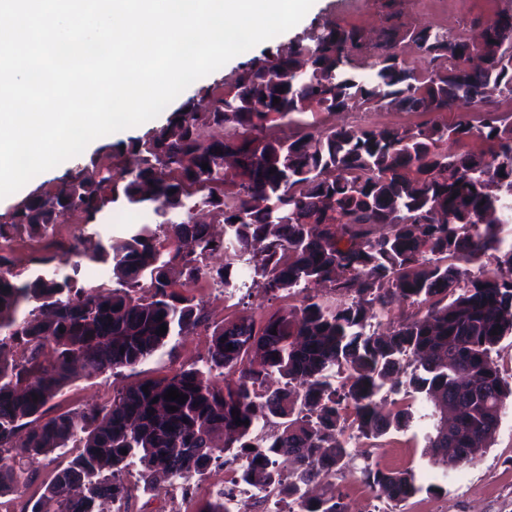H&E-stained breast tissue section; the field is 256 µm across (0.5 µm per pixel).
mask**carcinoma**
I'll list each match as a JSON object with an SVG mask.
<instances>
[{
	"label": "carcinoma",
	"mask_w": 512,
	"mask_h": 512,
	"mask_svg": "<svg viewBox=\"0 0 512 512\" xmlns=\"http://www.w3.org/2000/svg\"><path fill=\"white\" fill-rule=\"evenodd\" d=\"M404 41L429 68L410 67L397 51ZM377 49L369 53L361 30L332 22L307 43L264 51L207 91L210 111L185 101L131 140L123 164L95 154L0 223V240L39 241L66 210L89 221L111 205L159 217L124 237L54 244L33 258L53 267L50 276L24 278L0 253V497L23 492L38 457L73 447L22 512H100L104 499L128 512L130 469L150 487L217 461L261 501L277 489L298 512H346L340 494L315 498L309 486L353 461L337 439L347 428L378 440L407 424L402 407L381 412L383 392L432 404L433 464L470 462L489 447L512 396L492 358L512 336V246L501 237L512 224V114L490 112L475 125L459 107L512 96V13L487 20L478 43L393 23ZM357 106L458 117L403 129L326 123ZM279 125L294 134L278 136ZM226 126L234 133H218ZM199 203L223 233L196 220ZM216 252L225 262L212 267ZM485 258L496 261L491 273L461 266ZM87 264L109 267V281L80 283ZM312 282L341 300L305 296L260 322L228 320L213 327L201 363L126 385L107 406L47 415L82 374L134 368L206 325L204 304L179 289L204 283L232 296L257 286L271 301ZM398 299L427 309L385 334L371 323L374 311ZM215 372L226 376L220 388ZM172 387L185 403L164 398ZM271 418L278 430L258 435ZM450 436L465 454L448 456ZM282 456L294 463L286 480L276 468ZM359 471L391 501L421 491L409 472L372 463ZM232 500L224 491L200 512H234Z\"/></svg>",
	"instance_id": "carcinoma-1"
}]
</instances>
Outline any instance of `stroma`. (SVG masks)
I'll return each mask as SVG.
<instances>
[{
	"mask_svg": "<svg viewBox=\"0 0 512 512\" xmlns=\"http://www.w3.org/2000/svg\"><path fill=\"white\" fill-rule=\"evenodd\" d=\"M508 10H512V0H314L308 13L294 28L262 42L198 79L181 93L180 98L185 101L203 97L209 85L230 77L238 67L263 50L285 47L307 38L328 21L356 26L374 36L390 24L401 22L471 37L476 33V22ZM433 118L430 112L419 114L393 108L356 107L337 115L335 121L350 126L407 128ZM165 120V115L161 114L119 134L95 139L81 155L38 174L19 191L0 199V222L9 221L19 202L58 184L68 171L87 163L103 146L109 144L113 149H120L130 139L143 136ZM155 220L149 210L112 208L99 214L91 223L78 213L60 218L55 232L60 239H71L83 232H95L107 239L122 236L130 225L151 224ZM190 294L203 301L214 324L240 316L260 319L269 311L268 303L257 293L244 300L228 297L214 288H194ZM210 339L209 330L200 327L189 334L173 337L149 360L123 370L121 374L79 378L52 400V411L57 414L109 404L114 392L126 384L160 378L197 362L206 354ZM403 404L411 414L407 427L378 442L365 439L356 430H346L344 438L354 456L353 466L337 472L330 478L329 485L342 494L348 512H427L431 505L439 507L440 512H512V399L507 400L498 429L485 453L474 462H462L445 471L434 466L424 454L427 437L433 431L431 406L417 395L404 399ZM367 461L391 471H410L420 487L419 492L402 502L387 501L361 480L358 469Z\"/></svg>",
	"mask_w": 512,
	"mask_h": 512,
	"instance_id": "obj_1",
	"label": "stroma"
}]
</instances>
